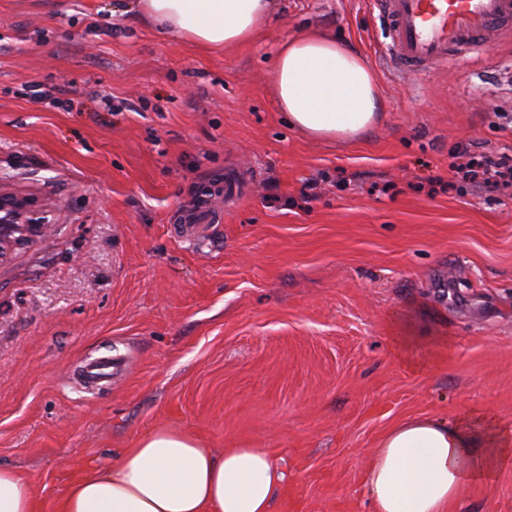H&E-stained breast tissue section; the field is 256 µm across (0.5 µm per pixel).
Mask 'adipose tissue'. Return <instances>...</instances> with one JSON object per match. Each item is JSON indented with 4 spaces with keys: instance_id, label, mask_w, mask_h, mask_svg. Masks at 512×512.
I'll return each mask as SVG.
<instances>
[{
    "instance_id": "obj_1",
    "label": "adipose tissue",
    "mask_w": 512,
    "mask_h": 512,
    "mask_svg": "<svg viewBox=\"0 0 512 512\" xmlns=\"http://www.w3.org/2000/svg\"><path fill=\"white\" fill-rule=\"evenodd\" d=\"M274 0H135L166 35L219 51L257 41ZM289 126L327 140H355L382 120L379 81L364 58L315 27L288 36L272 71ZM512 467V427L468 410L445 421L392 427L374 451L364 491L376 512H451L466 488ZM286 474L271 453H215L182 431L159 429L105 468L74 480L55 512H272ZM31 485L0 467V512H38Z\"/></svg>"
}]
</instances>
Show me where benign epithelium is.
I'll return each mask as SVG.
<instances>
[{
    "label": "benign epithelium",
    "instance_id": "1",
    "mask_svg": "<svg viewBox=\"0 0 512 512\" xmlns=\"http://www.w3.org/2000/svg\"><path fill=\"white\" fill-rule=\"evenodd\" d=\"M51 229L32 200L0 186V262Z\"/></svg>",
    "mask_w": 512,
    "mask_h": 512
}]
</instances>
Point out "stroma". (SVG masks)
<instances>
[{
  "label": "stroma",
  "instance_id": "obj_1",
  "mask_svg": "<svg viewBox=\"0 0 512 512\" xmlns=\"http://www.w3.org/2000/svg\"><path fill=\"white\" fill-rule=\"evenodd\" d=\"M131 0H0V181L53 229L0 264V465L39 512L159 428L287 474L274 512H374L362 492L396 423L481 409L512 426V190L452 156L512 157V34L420 74L383 55L371 0H274L246 47L206 53ZM324 27L377 75L379 127L352 142L290 128L279 42ZM240 184L206 242L174 215ZM400 319L416 371L391 348ZM125 355L82 391V361ZM454 512H512V467Z\"/></svg>",
  "mask_w": 512,
  "mask_h": 512
}]
</instances>
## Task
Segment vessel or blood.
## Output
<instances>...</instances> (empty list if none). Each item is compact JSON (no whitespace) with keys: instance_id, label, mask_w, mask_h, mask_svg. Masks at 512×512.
Instances as JSON below:
<instances>
[{"instance_id":"obj_1","label":"vessel or blood","mask_w":512,"mask_h":512,"mask_svg":"<svg viewBox=\"0 0 512 512\" xmlns=\"http://www.w3.org/2000/svg\"><path fill=\"white\" fill-rule=\"evenodd\" d=\"M388 30V57L403 74L447 61L458 47L481 46L488 31L512 29V0H375ZM216 215L204 205L173 225L181 238L202 240Z\"/></svg>"}]
</instances>
